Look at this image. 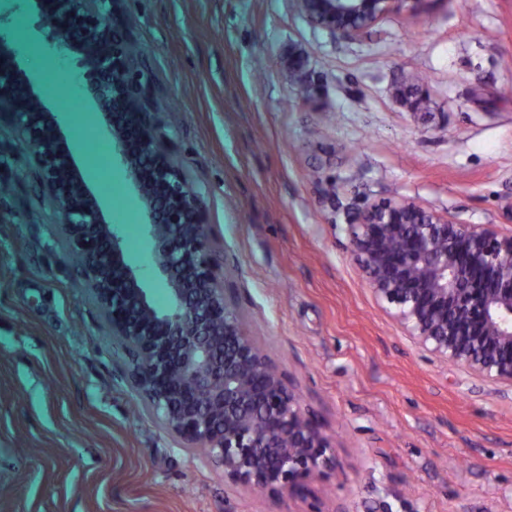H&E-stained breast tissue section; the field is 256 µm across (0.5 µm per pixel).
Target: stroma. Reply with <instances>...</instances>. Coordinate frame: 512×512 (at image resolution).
I'll list each match as a JSON object with an SVG mask.
<instances>
[{
    "instance_id": "1",
    "label": "stroma",
    "mask_w": 512,
    "mask_h": 512,
    "mask_svg": "<svg viewBox=\"0 0 512 512\" xmlns=\"http://www.w3.org/2000/svg\"><path fill=\"white\" fill-rule=\"evenodd\" d=\"M227 295L341 444L342 475L280 502L224 480L123 379L53 208L16 178L0 126V512H512V393L424 351L376 304L346 234L363 204L411 198L512 231V0H426L346 37L297 0H127ZM13 63L102 164L87 181L157 301L136 195L78 55L46 43L33 0H0ZM265 73L255 78L253 66ZM429 77L430 109L393 95Z\"/></svg>"
}]
</instances>
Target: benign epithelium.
<instances>
[{"label": "benign epithelium", "mask_w": 512, "mask_h": 512, "mask_svg": "<svg viewBox=\"0 0 512 512\" xmlns=\"http://www.w3.org/2000/svg\"><path fill=\"white\" fill-rule=\"evenodd\" d=\"M34 2L45 41L81 58L166 288L161 308L80 174L58 113L39 101L25 71L0 65V118H8L28 153V176L56 209L85 288L126 358L125 382L178 445L235 485L280 499L341 472L340 444L226 298L203 187L175 159L176 133L156 111L149 54L123 21L126 0ZM420 2L299 0V8L312 26L353 35ZM346 234L376 304L407 336L512 391V232L384 199L357 210Z\"/></svg>", "instance_id": "7a95c632"}]
</instances>
